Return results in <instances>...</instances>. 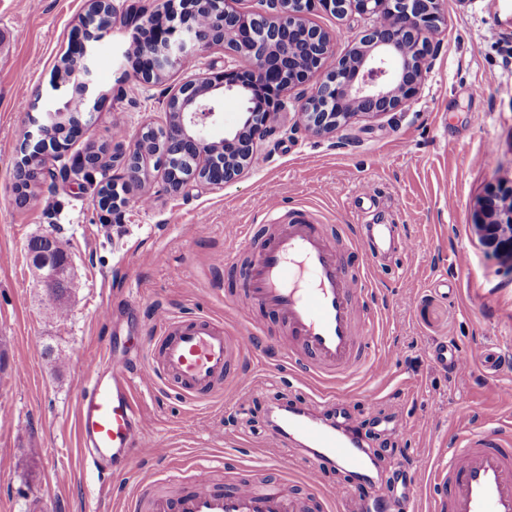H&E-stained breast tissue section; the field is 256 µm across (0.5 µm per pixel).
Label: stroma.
Returning <instances> with one entry per match:
<instances>
[{
  "mask_svg": "<svg viewBox=\"0 0 512 512\" xmlns=\"http://www.w3.org/2000/svg\"><path fill=\"white\" fill-rule=\"evenodd\" d=\"M492 0H444L439 50L418 96L402 111L357 118L330 138L306 135L285 108L274 134L260 143L249 172L224 188L167 193L156 159L145 156L149 180L125 196L118 212L98 203L93 186L76 181L15 191L19 153L28 126L18 98L49 92L50 80L87 11L86 0H0V512H126L140 489L177 494L192 486L190 462L215 465L214 480L251 472L257 482L281 473L301 475L303 457L271 445L270 408L314 399L319 382L281 364L283 328L263 307L240 322L231 299L242 285L238 269H217L213 257L236 250L240 228L252 225L259 248L273 225L294 210L344 227L336 239L344 260L367 262L373 288L378 358L389 377L362 369L343 386L349 415L369 442L385 475L416 473L420 456L445 463L455 437L495 419L512 425V260L489 248L473 228L479 200L493 187H512V10L498 32L487 24ZM313 24L349 47L369 21L316 12ZM130 31L115 23L96 43L93 68L107 98L76 132L67 157L89 147L132 145L147 126L165 125L161 102L184 81L136 78L127 55ZM278 203L269 213L270 203ZM365 224L391 227L392 248L365 257L347 233ZM54 235L71 263L75 288L67 317L42 301L27 244ZM410 251L396 250L401 239ZM470 257L453 264L454 253ZM219 320L233 334L260 344L244 365L256 380L237 398L193 401L156 381L138 388L149 432L164 453L136 460L128 474L99 494L94 477L78 468L74 429L84 360L116 339L158 335L156 309ZM110 317H102V310ZM438 341L464 352L492 353L452 372L431 358ZM66 356L55 368L45 346ZM73 480L57 483L60 466Z\"/></svg>",
  "mask_w": 512,
  "mask_h": 512,
  "instance_id": "stroma-1",
  "label": "stroma"
}]
</instances>
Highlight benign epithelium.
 I'll list each match as a JSON object with an SVG mask.
<instances>
[{
    "label": "benign epithelium",
    "mask_w": 512,
    "mask_h": 512,
    "mask_svg": "<svg viewBox=\"0 0 512 512\" xmlns=\"http://www.w3.org/2000/svg\"><path fill=\"white\" fill-rule=\"evenodd\" d=\"M171 6L151 12L130 11L118 17L114 0H88L82 23L84 39L67 56L69 73L60 74L53 90H71L58 105L30 101V130L21 146L24 163L35 165L37 177L69 180L85 174L96 185L103 208L117 210L123 203L113 171L121 167L125 188L141 182L145 171L139 158L147 148L145 136L135 144L118 142L99 151L93 159L57 165L63 159L54 137L74 125L76 116L97 108L104 94L95 78L94 43L110 30L97 18L109 12L111 22L122 19L131 38L141 45L136 75L152 82L183 67L188 58L220 47L224 56L239 61L220 72H198L165 103L168 120L164 131L168 154L162 160L166 189L187 195L193 190L222 189L239 180L252 163L255 146L273 132L278 113L265 111V103L281 108L288 90L313 83L311 91L298 96L296 126L315 136L330 138L358 117L377 118L403 110L419 93L429 58L437 48L433 36L443 22L442 0H167ZM323 10L333 14L355 13L371 18L370 28L354 39V47L338 55L336 36L309 21ZM249 92L241 127L216 140L211 129L220 118L224 94ZM224 161L213 162L218 150ZM189 157L197 169L182 177L171 175L172 163ZM101 179H96L95 174ZM474 227L489 246L512 254V189L503 194L491 189L474 214ZM44 288L71 277L70 263L45 264L35 270Z\"/></svg>",
    "instance_id": "7a95c632"
}]
</instances>
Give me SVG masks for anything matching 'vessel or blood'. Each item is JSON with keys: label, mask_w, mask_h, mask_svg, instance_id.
I'll return each mask as SVG.
<instances>
[{"label": "vessel or blood", "mask_w": 512, "mask_h": 512, "mask_svg": "<svg viewBox=\"0 0 512 512\" xmlns=\"http://www.w3.org/2000/svg\"><path fill=\"white\" fill-rule=\"evenodd\" d=\"M214 263L220 269L242 264L243 287L232 302L236 314L247 321L261 306L278 316L287 329L278 341L283 361L327 385L320 395L323 414L302 406L281 409L270 433L280 446L307 450L304 475L319 494L309 501L280 484L259 489L248 480L219 489L212 483L211 466L196 463L192 489L149 499L148 512H307L312 505L332 512L343 496L350 497L353 512H407L421 497L429 512H512V431L505 428L480 429L455 440L447 463L436 467L427 483H407L402 496L370 475L369 452L355 427L336 420L346 399L331 385L364 366L379 375L390 366L373 355L374 330L359 317L368 307L369 269L346 268L324 225L295 214L275 225L252 260L243 263L220 253ZM155 318L161 334L151 342L148 365L135 374L126 358L106 353L90 362L87 383L77 396L81 462L96 469L106 491L132 458L158 452L146 431L138 382L159 379L185 398L199 400L229 380H249L241 360L254 349L250 337L230 335L210 317H172L160 310ZM431 354L447 369L463 368L468 361L445 342L433 346ZM335 467L346 472V486L321 488L324 469Z\"/></svg>", "instance_id": "vessel-or-blood-1"}]
</instances>
